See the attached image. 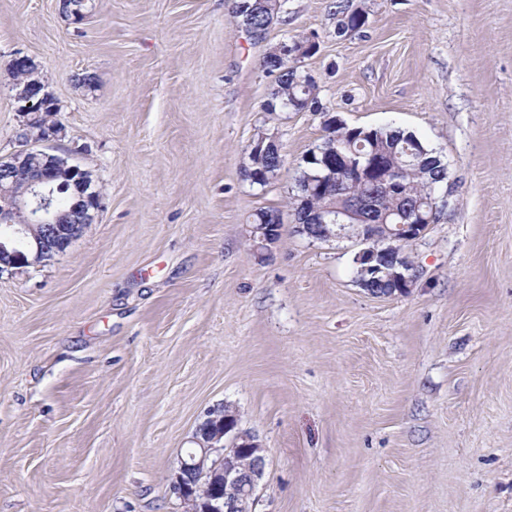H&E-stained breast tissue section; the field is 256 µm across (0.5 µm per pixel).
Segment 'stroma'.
<instances>
[{
  "label": "stroma",
  "instance_id": "obj_1",
  "mask_svg": "<svg viewBox=\"0 0 512 512\" xmlns=\"http://www.w3.org/2000/svg\"><path fill=\"white\" fill-rule=\"evenodd\" d=\"M329 4L286 0L256 37L231 0H89L77 22L0 0V156L19 52L57 101L52 147L105 193L66 252L0 273V512H182L170 477L222 404L266 450L255 512H512V0H352L368 23L346 36ZM311 34L323 112L265 111L262 58ZM327 112L448 166L408 293L360 285L352 229L296 231ZM261 133L286 157L263 188L243 177ZM262 208L283 224L257 252Z\"/></svg>",
  "mask_w": 512,
  "mask_h": 512
}]
</instances>
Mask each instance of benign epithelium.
Returning a JSON list of instances; mask_svg holds the SVG:
<instances>
[{
	"instance_id": "obj_1",
	"label": "benign epithelium",
	"mask_w": 512,
	"mask_h": 512,
	"mask_svg": "<svg viewBox=\"0 0 512 512\" xmlns=\"http://www.w3.org/2000/svg\"><path fill=\"white\" fill-rule=\"evenodd\" d=\"M313 44L311 39L302 49L291 52L290 43L284 40L270 53L295 68L303 50ZM10 65L24 70L23 78L13 83V90L15 100L25 108L17 132L20 148L0 157V272L40 266L64 253L87 225L96 223L104 207V196L90 170L70 163L66 153H51L40 147L58 137L62 126L48 122L45 113L30 109L33 92L44 88L38 64L18 53ZM332 154L338 156L339 166H331L318 182L334 181L339 168L351 184L370 182L383 191L400 190L397 166L383 163L376 168L371 161L364 163L336 149ZM60 189L72 192L67 208L57 202L55 192ZM446 206L447 200L441 199L422 224H368L366 214L372 203L362 197L356 199L353 208L333 204L320 212L305 213L297 227L299 233L317 240L336 236L338 228L355 230L356 236L368 243L359 251L357 262L390 261L380 286L369 292L393 295L411 288L416 280L414 266L393 242L418 238L426 225L440 220ZM252 242L258 250L276 243L272 225H255ZM193 443L195 447L187 449L169 484L185 512H253L266 464L265 448L255 435L239 428L236 410L228 406L221 412L210 410L196 429Z\"/></svg>"
}]
</instances>
